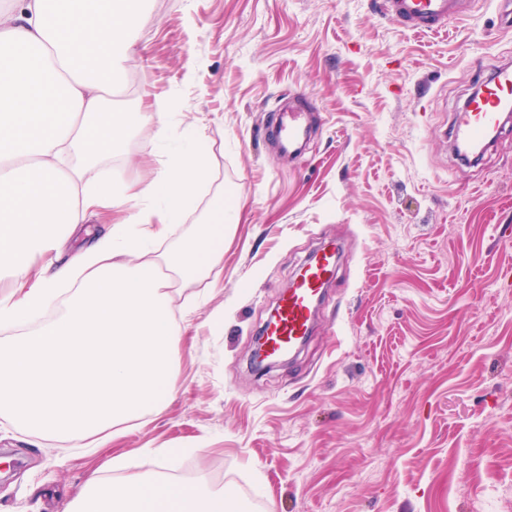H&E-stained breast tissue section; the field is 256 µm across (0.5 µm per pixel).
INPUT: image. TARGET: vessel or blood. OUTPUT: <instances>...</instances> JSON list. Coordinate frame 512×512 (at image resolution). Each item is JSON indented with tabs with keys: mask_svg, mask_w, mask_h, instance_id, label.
<instances>
[{
	"mask_svg": "<svg viewBox=\"0 0 512 512\" xmlns=\"http://www.w3.org/2000/svg\"><path fill=\"white\" fill-rule=\"evenodd\" d=\"M459 0H384L392 20L413 31H435L455 19ZM512 106V65L498 66L485 84L483 93L458 112L451 130L454 141L482 143L501 120L504 108ZM309 131V115L298 109L278 113L270 126V136L282 156H292ZM336 249H319L303 267L299 277L282 295L274 315L263 326L267 355L279 357L292 350L306 336L314 307L336 269Z\"/></svg>",
	"mask_w": 512,
	"mask_h": 512,
	"instance_id": "vessel-or-blood-1",
	"label": "vessel or blood"
}]
</instances>
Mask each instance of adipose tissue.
<instances>
[{"mask_svg":"<svg viewBox=\"0 0 512 512\" xmlns=\"http://www.w3.org/2000/svg\"><path fill=\"white\" fill-rule=\"evenodd\" d=\"M150 0H14L0 13V410L37 437L51 434L92 453V438L157 412L178 390L182 327L167 268L184 283L224 256V195L210 192L205 137L164 151L151 178L103 176L127 132L167 112H112L101 91L128 75L127 48ZM99 208L124 213L71 263L34 271ZM194 233L163 253L173 225L195 209ZM64 309L47 311L56 300ZM120 484L90 476L67 512H246L229 488L182 482L114 459Z\"/></svg>","mask_w":512,"mask_h":512,"instance_id":"ef3b65f1","label":"adipose tissue"}]
</instances>
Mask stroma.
Wrapping results in <instances>:
<instances>
[{"instance_id": "obj_1", "label": "stroma", "mask_w": 512, "mask_h": 512, "mask_svg": "<svg viewBox=\"0 0 512 512\" xmlns=\"http://www.w3.org/2000/svg\"><path fill=\"white\" fill-rule=\"evenodd\" d=\"M381 0H152L117 112L203 128L237 208L224 258L174 289L178 391L92 455L0 415L22 466L0 512H65L91 472L139 454L177 480L234 487L250 512H512V129L466 165L450 128L512 61L496 0L412 32ZM300 99L294 158L265 129ZM153 127L113 173L147 178ZM340 246L313 332L261 372L253 342L308 257Z\"/></svg>"}]
</instances>
